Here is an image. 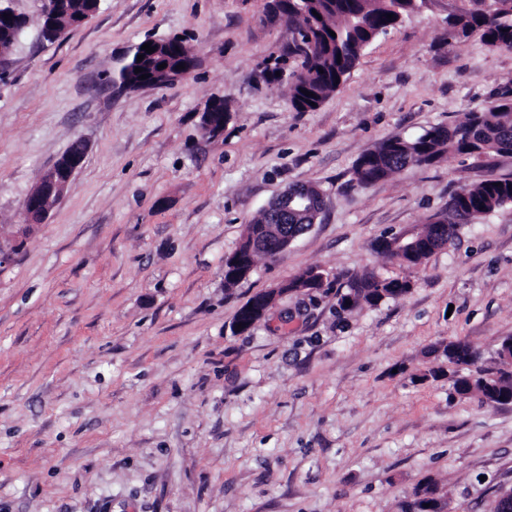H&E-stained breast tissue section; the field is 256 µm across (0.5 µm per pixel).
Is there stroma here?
Masks as SVG:
<instances>
[{
    "mask_svg": "<svg viewBox=\"0 0 512 512\" xmlns=\"http://www.w3.org/2000/svg\"><path fill=\"white\" fill-rule=\"evenodd\" d=\"M267 0H101L59 41L42 0L0 81V238L41 176L84 137L61 200L0 265V512H400L423 477L450 512H495L512 488V404L459 397L435 349L461 339L492 366L512 336V207L461 225L410 294L350 312L345 278L405 276L381 235L420 227L454 192L512 178V155L445 154L369 187L361 153L508 91L512 50L448 20L482 0H421L318 109L289 108L266 64L291 37ZM177 36L191 75L119 91L117 58ZM223 96L224 133L200 115ZM323 192L279 260L224 286V259L292 185ZM315 267L314 293L277 298L232 334L249 297ZM91 16L85 18H70L65 15V19L60 22H45L42 24L41 37L45 41L54 42L60 39L68 31L81 26L91 20Z\"/></svg>",
    "mask_w": 512,
    "mask_h": 512,
    "instance_id": "35a3bbf8",
    "label": "stroma"
}]
</instances>
